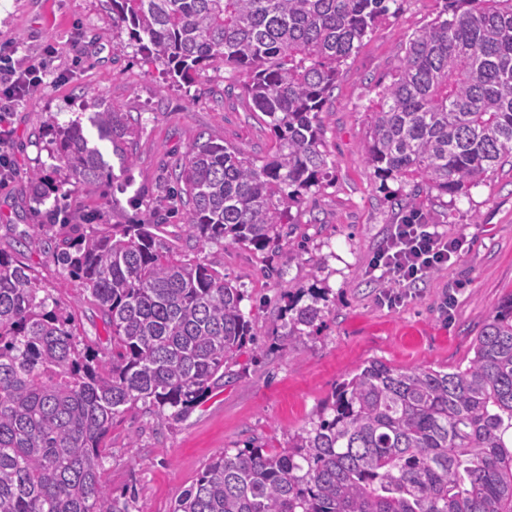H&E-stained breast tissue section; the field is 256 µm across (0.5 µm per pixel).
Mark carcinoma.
<instances>
[{"mask_svg":"<svg viewBox=\"0 0 512 512\" xmlns=\"http://www.w3.org/2000/svg\"><path fill=\"white\" fill-rule=\"evenodd\" d=\"M397 0H110L112 26L177 83L229 70L267 117L270 158L207 140L172 166L165 197L184 211L196 255L160 223L101 228L71 216L54 259L107 318L110 347L84 343L73 313L35 269L0 251V512H132L103 475L112 420L141 404L179 421L224 379L251 340L243 291L202 256L264 248L290 204L328 177L321 112L341 67ZM407 41L369 107L367 162L452 197L512 160V0H455ZM46 120L54 180L29 174L39 202L112 178L136 135L125 112ZM320 294L288 306V336L321 326ZM173 512H512V295L473 356L449 372L369 361L336 386L317 419L276 452L216 454Z\"/></svg>","mask_w":512,"mask_h":512,"instance_id":"obj_1","label":"carcinoma"}]
</instances>
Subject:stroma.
<instances>
[{
    "label": "stroma",
    "mask_w": 512,
    "mask_h": 512,
    "mask_svg": "<svg viewBox=\"0 0 512 512\" xmlns=\"http://www.w3.org/2000/svg\"><path fill=\"white\" fill-rule=\"evenodd\" d=\"M446 2L400 0L397 13L347 60L321 114L331 182L291 207L288 238L263 249L206 250V258L244 290L241 309L254 340L226 366L223 384L182 421L157 422L141 406L114 419L105 482L112 494L135 493L133 512H172L179 495L224 449L254 440L270 452L287 447L336 385L369 360L400 369L455 367L484 320L512 293V167L489 170L467 193L451 197L378 178L362 150L372 99L390 83L408 38L441 14ZM1 38L27 52L54 42L58 76L13 114L17 175L0 188V250H23L47 291L71 307L86 341L106 345L101 310L41 242L38 226L45 217L29 173L51 165L46 118L66 125L96 100L139 117L136 165L113 168L98 192H77L66 201L68 209L97 214L102 224L152 221L167 170L199 138L255 157L272 154L274 138L223 70L168 84L162 65L113 31L106 0H0ZM121 184L124 194L113 195ZM413 210L464 245L451 265L391 307L381 296L392 284L372 274L370 263L391 226ZM273 268L280 277H269ZM315 288L323 291L322 326L311 336L288 337V304L309 303Z\"/></svg>",
    "instance_id": "stroma-1"
}]
</instances>
